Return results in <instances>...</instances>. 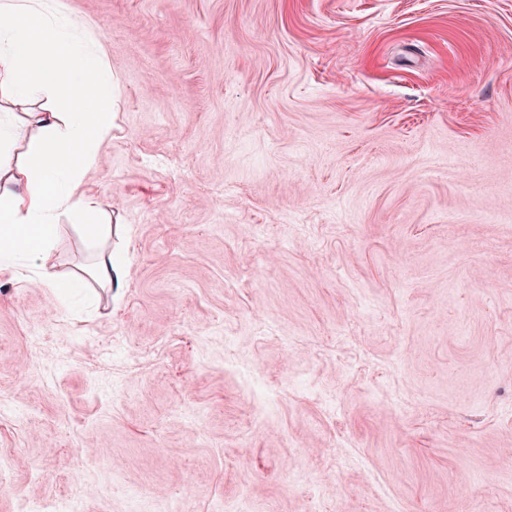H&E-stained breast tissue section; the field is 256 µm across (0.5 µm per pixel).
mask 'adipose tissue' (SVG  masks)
Segmentation results:
<instances>
[{
  "label": "adipose tissue",
  "mask_w": 512,
  "mask_h": 512,
  "mask_svg": "<svg viewBox=\"0 0 512 512\" xmlns=\"http://www.w3.org/2000/svg\"><path fill=\"white\" fill-rule=\"evenodd\" d=\"M116 78L86 21L57 0H0V274L21 277L34 268L48 287L67 292L51 262L58 219L67 216L98 246L94 278L112 284L119 265L104 244L112 227L99 223L95 200L82 178L96 165L112 132L109 104ZM35 128L17 146V111Z\"/></svg>",
  "instance_id": "ef3b65f1"
}]
</instances>
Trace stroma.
I'll list each match as a JSON object with an SVG mask.
<instances>
[{
    "mask_svg": "<svg viewBox=\"0 0 512 512\" xmlns=\"http://www.w3.org/2000/svg\"><path fill=\"white\" fill-rule=\"evenodd\" d=\"M60 2L121 275H0V512H512V0Z\"/></svg>",
    "mask_w": 512,
    "mask_h": 512,
    "instance_id": "stroma-1",
    "label": "stroma"
}]
</instances>
